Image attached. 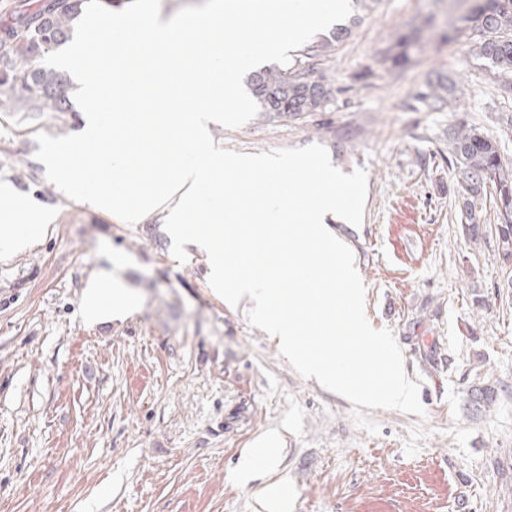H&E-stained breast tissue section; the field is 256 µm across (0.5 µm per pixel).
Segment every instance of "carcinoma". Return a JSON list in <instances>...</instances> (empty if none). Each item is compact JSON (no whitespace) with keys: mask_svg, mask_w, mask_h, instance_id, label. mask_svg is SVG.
Masks as SVG:
<instances>
[{"mask_svg":"<svg viewBox=\"0 0 512 512\" xmlns=\"http://www.w3.org/2000/svg\"><path fill=\"white\" fill-rule=\"evenodd\" d=\"M466 15L458 18L442 36L454 43L467 36L472 55L491 65L492 81L498 90L512 94V0H471ZM87 0H52L22 24L8 32L14 51L25 63L15 64L8 52L0 53V112H68L66 100L56 94L63 85L60 75L41 65L43 55L66 43ZM359 17L337 27L296 51L293 62L273 64L253 72L248 88L259 111L273 117H301L324 112L334 97L331 84L313 77L315 66L332 59L340 42L351 33ZM423 29L400 33L387 51L390 70L402 71L414 63L412 48ZM454 85L439 77L418 94L430 112L448 109ZM448 166L457 171L454 191L460 226L474 245H493L501 269L512 268V163L501 155L499 142L478 127L461 121L448 134ZM496 387L472 390L476 410L494 403Z\"/></svg>","mask_w":512,"mask_h":512,"instance_id":"obj_1","label":"carcinoma"}]
</instances>
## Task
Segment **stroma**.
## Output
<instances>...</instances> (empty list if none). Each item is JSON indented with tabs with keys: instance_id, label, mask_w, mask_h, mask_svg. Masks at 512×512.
Returning <instances> with one entry per match:
<instances>
[{
	"instance_id": "obj_1",
	"label": "stroma",
	"mask_w": 512,
	"mask_h": 512,
	"mask_svg": "<svg viewBox=\"0 0 512 512\" xmlns=\"http://www.w3.org/2000/svg\"><path fill=\"white\" fill-rule=\"evenodd\" d=\"M469 6L378 0L319 69L336 91L330 111L214 130L238 152L320 144L344 173L366 170L362 225L331 229L354 253L368 322L392 330L425 409L367 410L375 435L250 326V301L214 292L205 253L188 248L181 264L164 225L65 207L36 135L69 134L79 112H0V175L63 209L0 260V512H265L268 488L286 484L297 493L283 512H512V288L491 248L463 237L457 172L439 155L463 120L512 162V98L461 40L436 38L397 75L383 57L397 32L426 23L437 34ZM440 75L454 98L426 111L417 95ZM112 258L139 310L84 322L83 290ZM478 293L488 307H475ZM485 385L498 398L472 412ZM267 438L275 466L236 480Z\"/></svg>"
}]
</instances>
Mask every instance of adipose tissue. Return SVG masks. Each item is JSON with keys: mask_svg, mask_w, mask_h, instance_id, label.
<instances>
[{"mask_svg": "<svg viewBox=\"0 0 512 512\" xmlns=\"http://www.w3.org/2000/svg\"><path fill=\"white\" fill-rule=\"evenodd\" d=\"M61 216L59 207L0 177V259L10 258L28 247L30 239L23 233V226L44 227L57 223ZM135 310L127 285L111 269H99L83 291L81 311L87 321L124 317Z\"/></svg>", "mask_w": 512, "mask_h": 512, "instance_id": "obj_1", "label": "adipose tissue"}]
</instances>
